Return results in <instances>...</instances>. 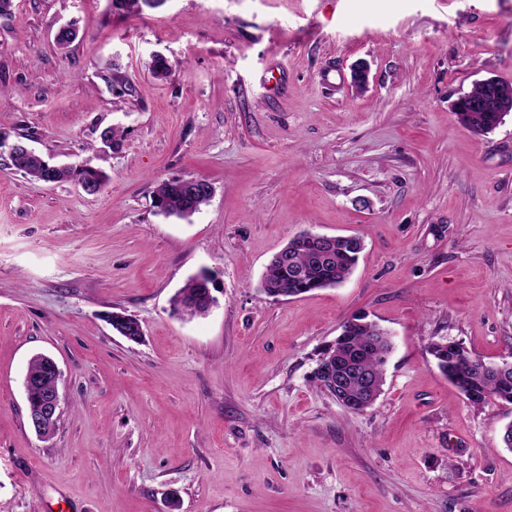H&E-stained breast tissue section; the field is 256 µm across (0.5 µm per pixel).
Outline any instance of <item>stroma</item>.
Segmentation results:
<instances>
[{"mask_svg":"<svg viewBox=\"0 0 512 512\" xmlns=\"http://www.w3.org/2000/svg\"><path fill=\"white\" fill-rule=\"evenodd\" d=\"M114 69L131 93L107 83ZM490 76L512 80V0H166L139 15L14 0L0 22V512H164L172 491L180 512H512V404L471 405L427 351L447 339L512 361V115L479 135L450 108ZM21 139L108 184L30 179L9 165ZM188 177L212 184L209 204L158 214L157 182ZM304 230L360 236L357 267L268 297L270 257ZM203 269L215 305L175 313ZM115 312L141 342L112 329ZM359 313L392 351L357 414L314 376ZM37 353L62 371L48 440L27 421ZM199 276H209L214 279V275L206 270L197 275L191 276L185 285L177 292L174 298L173 304L176 310L188 307L193 310L191 315L195 316L204 315L208 311V306L202 302L204 297L199 293V288L197 286V279Z\"/></svg>","mask_w":512,"mask_h":512,"instance_id":"35a3bbf8","label":"stroma"}]
</instances>
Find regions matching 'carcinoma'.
Masks as SVG:
<instances>
[{
  "mask_svg": "<svg viewBox=\"0 0 512 512\" xmlns=\"http://www.w3.org/2000/svg\"><path fill=\"white\" fill-rule=\"evenodd\" d=\"M115 8L123 12L141 13L152 10L157 5L149 0H111ZM465 128L482 134L493 131L496 114L480 112L471 115L462 113ZM11 166L23 174L45 183L75 182L87 194L101 191L108 176L100 168L89 163L81 166H58L41 155L17 153L10 158ZM154 207L166 217L188 218L198 212L210 200V195L199 189L190 190L189 184L175 178L159 182L154 195ZM361 249L357 243L345 237L329 239L328 247L309 242L293 244L288 263L280 264L271 260L261 280V290L270 297L282 292L299 296L322 288L337 287L342 284L356 266ZM202 276H212L204 270ZM198 275V276H200ZM198 276H191L174 298V307L181 310L192 309L193 315H203L208 306L197 286ZM391 351L388 333L364 316H353L341 326V333L334 345L325 350L331 358L336 372L345 381V390L352 396L363 392V374H369L375 387L384 384V366ZM439 371L464 394L467 400L480 406L492 397L512 404V369L504 372L493 370L474 360L463 347H454L450 341L433 342L429 346ZM48 361L37 355L33 357L26 376L38 381L28 387V402L33 406L44 393L52 390V382L47 377Z\"/></svg>",
  "mask_w": 512,
  "mask_h": 512,
  "instance_id": "1",
  "label": "carcinoma"
}]
</instances>
